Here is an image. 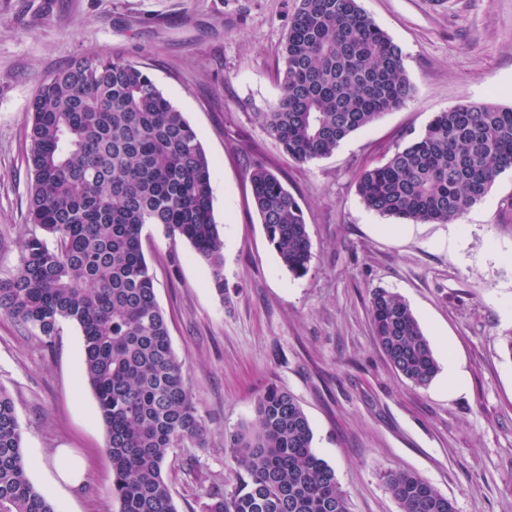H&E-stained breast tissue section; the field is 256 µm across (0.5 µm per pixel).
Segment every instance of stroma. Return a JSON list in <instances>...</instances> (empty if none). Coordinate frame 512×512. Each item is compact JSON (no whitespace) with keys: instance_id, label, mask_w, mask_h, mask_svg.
<instances>
[{"instance_id":"1","label":"stroma","mask_w":512,"mask_h":512,"mask_svg":"<svg viewBox=\"0 0 512 512\" xmlns=\"http://www.w3.org/2000/svg\"><path fill=\"white\" fill-rule=\"evenodd\" d=\"M403 51L414 86L404 106L298 163L261 115L278 98L281 46L297 0H0V276L26 229L25 129L38 83L73 58L141 66L196 131L212 168L224 240V290L190 245L147 225L143 247L172 345L209 431L167 458L177 512H201L237 466L225 435L251 424L276 385L305 412L312 446L335 471L349 512H400L385 470L416 473L456 512H512V170L456 224L404 223L368 210L367 166L403 133L466 103L512 107V0H359ZM272 169L298 199L312 244L294 277L268 244L248 171ZM400 295L439 371L424 388L376 345L370 298ZM461 385H446L449 366ZM83 336L63 323L53 346L0 314V386L12 395L34 485L58 512H118L106 429L82 376ZM87 463L78 487L55 485V452Z\"/></svg>"}]
</instances>
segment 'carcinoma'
I'll use <instances>...</instances> for the list:
<instances>
[{
    "instance_id": "1",
    "label": "carcinoma",
    "mask_w": 512,
    "mask_h": 512,
    "mask_svg": "<svg viewBox=\"0 0 512 512\" xmlns=\"http://www.w3.org/2000/svg\"><path fill=\"white\" fill-rule=\"evenodd\" d=\"M280 95L263 120L289 158L332 155L351 134L406 104L414 87L401 48L358 0H298L282 47ZM27 223L14 272L0 277V313L37 330L47 346L64 322L83 336V376L106 427L118 512H177L164 465L207 425L187 388L156 300L143 229L163 226L209 266L224 295V242L213 216L212 171L182 113L140 66L81 56L44 78L29 104ZM512 169V107L460 104L365 168L356 189L382 216L452 224ZM248 177L269 245L295 277L312 258L303 210L264 164ZM373 336L416 387L439 365L399 295L370 300ZM312 430L288 391L267 388L255 424L225 436L243 474L208 494L203 512H349L335 470L312 448ZM11 395L0 387V512H57L32 483ZM401 512H455L415 473L390 469Z\"/></svg>"
}]
</instances>
